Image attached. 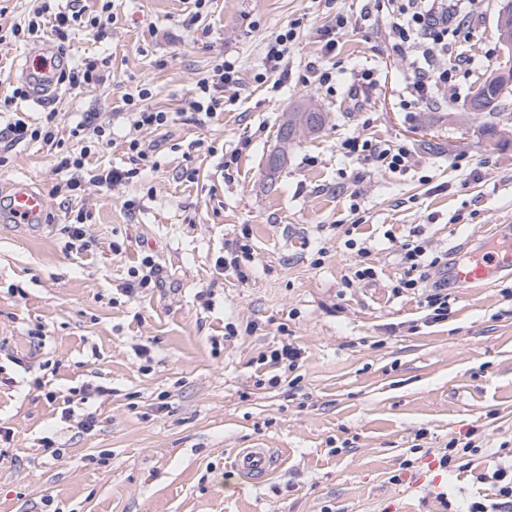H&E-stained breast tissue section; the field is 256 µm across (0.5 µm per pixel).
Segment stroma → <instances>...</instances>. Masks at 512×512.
Listing matches in <instances>:
<instances>
[{
	"mask_svg": "<svg viewBox=\"0 0 512 512\" xmlns=\"http://www.w3.org/2000/svg\"><path fill=\"white\" fill-rule=\"evenodd\" d=\"M484 2L450 40L452 87L420 109L405 105L414 59L376 0H211L198 21L191 0H118L107 41L70 35V63L111 56L106 83L11 109L56 111L67 150L87 115L110 118L114 141L88 167L137 174L72 200L93 242L77 251L51 195L67 177L58 149L25 142L0 166L1 192L23 180L51 197L43 223L0 222V425L12 430L0 512H466L492 498L500 445L512 444V275L449 289L440 322L422 293L395 289L414 230L440 253L512 225V137L448 124L500 59L503 0ZM339 12L348 26L328 56L320 31ZM289 27L287 81H257ZM225 56L240 71L234 99L216 118L189 112ZM314 63L335 71L333 87L314 81ZM366 70L376 86L363 87ZM143 83L149 106L175 119L139 132L154 162L135 167L123 96ZM309 102L330 123L268 182L285 113ZM354 139L404 144L412 158L392 172L349 152ZM243 237V272L218 266ZM351 238L369 249L373 279L353 281ZM147 256L161 284L127 296ZM288 344L302 358L279 377L261 359ZM87 384L106 392L71 400ZM90 414L94 429L79 432ZM472 431L483 446L470 464L438 469ZM255 446L277 458L260 484L232 466Z\"/></svg>",
	"mask_w": 512,
	"mask_h": 512,
	"instance_id": "35a3bbf8",
	"label": "stroma"
}]
</instances>
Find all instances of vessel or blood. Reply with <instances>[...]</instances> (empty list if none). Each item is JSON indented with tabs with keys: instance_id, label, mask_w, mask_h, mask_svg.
Returning a JSON list of instances; mask_svg holds the SVG:
<instances>
[{
	"instance_id": "obj_1",
	"label": "vessel or blood",
	"mask_w": 512,
	"mask_h": 512,
	"mask_svg": "<svg viewBox=\"0 0 512 512\" xmlns=\"http://www.w3.org/2000/svg\"><path fill=\"white\" fill-rule=\"evenodd\" d=\"M59 60V52L46 40L39 41L26 52L21 75L32 99L43 103L54 95L58 87ZM8 192L13 223L33 224L46 214L47 198L28 184L14 183ZM504 271L512 272V228L494 224L468 259H460L458 252H451L443 277L452 287L471 288L490 284ZM275 464V457L266 448H246L234 458L236 470L256 483L263 481Z\"/></svg>"
}]
</instances>
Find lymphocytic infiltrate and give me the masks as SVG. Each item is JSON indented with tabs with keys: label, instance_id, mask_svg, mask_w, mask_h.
<instances>
[{
	"label": "lymphocytic infiltrate",
	"instance_id": "obj_1",
	"mask_svg": "<svg viewBox=\"0 0 512 512\" xmlns=\"http://www.w3.org/2000/svg\"><path fill=\"white\" fill-rule=\"evenodd\" d=\"M482 0H465L466 7L454 15H447L434 7L420 9L400 4L391 12V29L397 40L399 51L414 56L418 64L409 73L406 87L417 107L432 104L434 93L448 86L453 78L451 68L442 62L448 54V44L444 35L448 26L464 29L470 25L480 9ZM114 0H99L96 8L84 5L83 0H39L32 15L19 23L12 24L10 31L15 39L35 37L44 30H51L58 40L68 39L70 33L80 30L92 35L96 41L106 40L114 19ZM240 83L239 70L234 60L222 58L213 65L207 76L199 79L190 98L192 111L214 117L224 110V94ZM151 91L146 87H136L126 93L123 102L132 116L133 135L127 136V150L133 161L148 160L136 133L142 128H159L168 125L172 116L169 112L148 106ZM56 112H47L44 120L37 124L27 122L22 116H15L0 129V148L11 151L16 145L26 141H40L47 145L58 142L59 127ZM77 132L83 133L86 143L79 151L66 152L57 162L58 169L67 171L68 179L57 185V192L67 197L78 196L84 183V169L88 157L112 144V124L99 120L97 115H89L77 125ZM402 261L406 272L397 284L398 290H413L425 282L430 267L436 261L429 257L425 242L415 238L402 245Z\"/></svg>",
	"mask_w": 512,
	"mask_h": 512
}]
</instances>
